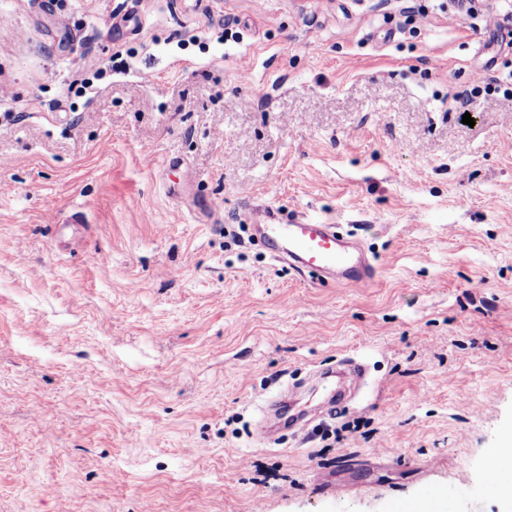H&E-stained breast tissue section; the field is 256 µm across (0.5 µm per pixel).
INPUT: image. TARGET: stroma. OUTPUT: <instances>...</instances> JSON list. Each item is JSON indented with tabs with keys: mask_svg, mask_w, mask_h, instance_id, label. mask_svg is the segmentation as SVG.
I'll return each mask as SVG.
<instances>
[{
	"mask_svg": "<svg viewBox=\"0 0 512 512\" xmlns=\"http://www.w3.org/2000/svg\"><path fill=\"white\" fill-rule=\"evenodd\" d=\"M494 5L0 0V512H391L494 482L512 432ZM257 206L354 233L375 281L275 261L245 230ZM345 357L367 368L346 411L256 440L269 398L312 408L311 372Z\"/></svg>",
	"mask_w": 512,
	"mask_h": 512,
	"instance_id": "obj_1",
	"label": "stroma"
}]
</instances>
